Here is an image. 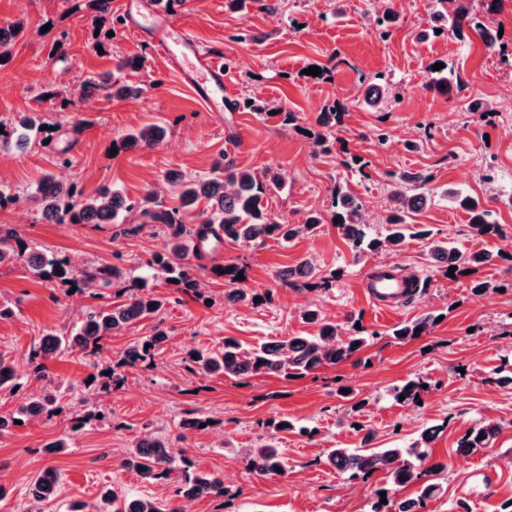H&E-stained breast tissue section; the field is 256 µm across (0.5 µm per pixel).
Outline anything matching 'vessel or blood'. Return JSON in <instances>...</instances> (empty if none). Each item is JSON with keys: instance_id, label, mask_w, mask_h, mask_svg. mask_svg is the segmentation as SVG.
<instances>
[{"instance_id": "obj_1", "label": "vessel or blood", "mask_w": 512, "mask_h": 512, "mask_svg": "<svg viewBox=\"0 0 512 512\" xmlns=\"http://www.w3.org/2000/svg\"><path fill=\"white\" fill-rule=\"evenodd\" d=\"M126 8L130 29L174 64L183 81L209 111H233V101L224 93L223 68L212 54L200 47L192 34L165 16L150 0H128ZM363 286L372 304L387 312L401 310L417 295L412 280L393 267L376 269ZM495 481L493 470L474 469L467 476L466 492L486 494Z\"/></svg>"}]
</instances>
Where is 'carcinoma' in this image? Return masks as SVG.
Returning <instances> with one entry per match:
<instances>
[{
    "instance_id": "carcinoma-1",
    "label": "carcinoma",
    "mask_w": 512,
    "mask_h": 512,
    "mask_svg": "<svg viewBox=\"0 0 512 512\" xmlns=\"http://www.w3.org/2000/svg\"><path fill=\"white\" fill-rule=\"evenodd\" d=\"M436 22L449 25L458 37L464 36V28L480 34L488 46H493L495 38L489 30L473 21V16L464 7H458L452 15L439 12L432 16ZM22 28L14 22L0 26V57L9 54L10 48ZM384 75L373 78L364 91V103L376 109L389 94L385 87ZM82 95L97 91L110 99H126L140 95L142 88L130 85L110 72L95 79H85L80 85ZM165 130L157 124H146L134 133L125 136L122 145L129 148L144 146L155 148L163 140ZM390 183V199L393 207L386 217V230L373 235L362 223V201L341 190L333 196V217L341 218L338 226L349 240L354 259L359 261L368 254L383 250L396 251L410 237L409 223L414 213L432 202V195L424 190L429 176H409L398 172L387 173ZM165 179L178 188L179 205L162 209L156 204L155 193L149 189L143 197L133 201L108 188H100L96 195L84 197L78 194L73 184L47 172L38 181L33 200L40 214L54 224H117L123 213L140 215L146 224H163L169 230L165 242V252L155 256L153 264L166 283L175 285L184 293H195L201 288L188 261L189 249L186 238L212 235L227 241L262 242L267 238L288 241L301 233L314 231L322 218L310 216L303 224H287L271 215L265 206L267 192L279 187L285 181L280 169H270L263 176L241 170L233 163L217 159L208 174L184 179L176 171L166 173ZM445 196L465 210L469 224L480 233H487L495 227L491 212L483 204L470 196L448 190ZM430 253L448 266L470 268L484 263L488 255L481 252L464 254L448 245L445 240H432ZM23 256L28 257L30 268L37 277L58 281L63 284L90 286L100 284L108 288L112 279L121 276V271L106 264L91 269L77 271L63 260L48 259L43 253L32 249L12 228L0 227V266L11 263ZM241 269L227 266L220 274L233 285L225 294V300L232 303H255V295L240 287L237 280ZM164 299L146 290V285H135L133 291L120 303L105 307H93L87 311L77 331L69 336L49 333L43 336L34 357H47L59 349L78 350L86 357L95 358L104 348L103 341L125 327L134 325L162 308ZM305 319L319 326L314 336H292L286 340L263 343L260 347L248 350L233 339H224L222 349L211 353L198 351L196 357L186 358V369L193 375L240 377L244 375H277L281 377H304L327 365H337L353 358L372 343L377 332H364V329L347 330L334 322H324L314 310L304 313ZM436 317L426 313L411 323H405L392 330L398 340L415 338L428 332ZM164 339L162 331L146 337L140 343L127 349L122 358L110 368L109 379L116 381L124 367H135L154 360L158 347ZM16 370L0 355V391H11L18 387L15 382ZM425 382L409 380L394 388L395 397H404L406 402H414L423 390ZM56 402V395L47 392L30 400L21 413L37 416L49 410ZM500 427L486 424L469 430L458 441L457 448L466 453H476L487 447L499 433ZM436 436V429L422 430L420 438L409 448H334L328 454L329 462L342 473L352 477L369 474L378 470L388 472V480L394 487H403L420 479L418 466L430 456V442ZM124 464L135 469L146 481L167 479L180 470L179 458L174 445L166 437L146 435L134 440L128 448ZM251 466L260 476H282L286 472L284 458L278 448L265 442L252 452ZM58 476L53 471H45L34 479L29 488L31 500L38 503L47 500L55 493ZM438 486L423 483L413 498L397 501L395 497H376L369 512H419L426 500L433 497ZM193 492L198 496H224V481L214 473L183 471L177 493L187 495ZM98 512H178L175 508L160 507L154 502L131 497L117 488L105 490L101 496Z\"/></svg>"
}]
</instances>
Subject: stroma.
<instances>
[{
  "instance_id": "1",
  "label": "stroma",
  "mask_w": 512,
  "mask_h": 512,
  "mask_svg": "<svg viewBox=\"0 0 512 512\" xmlns=\"http://www.w3.org/2000/svg\"><path fill=\"white\" fill-rule=\"evenodd\" d=\"M277 4L263 10L254 2L238 12L225 0L175 6L173 18L225 66L224 92L239 108L219 115L200 104L150 44L128 25L115 27L98 16L89 0H0V22L23 24L0 61V121L37 111L46 125L11 135L9 146L0 148V190L12 196L0 205V224L73 267L108 263L124 273L111 287L80 290L42 280L21 262L0 267V304L12 311L0 320V355L19 376L16 392L0 394V415H19L44 387L58 395L55 412L22 417L0 436V512H30L36 505L29 483L49 469L59 480L54 497L36 506L40 512H68L75 503L95 512L113 486L179 512H367L376 491L389 485L385 473H337L326 462L329 449L404 448L429 426L440 429L430 460L444 469L431 474L441 491L422 512H512V384L497 381L500 368H512V114L506 110L512 66L504 62L512 55V0H468L471 12L498 35L491 47L472 31L462 39L446 29L419 39L437 0H397L398 18L384 35L372 22L376 0ZM238 31L245 41H231ZM121 56L140 57V67L120 77L140 86L141 95L81 96L80 82L113 70ZM433 63L460 74L462 87L445 94L427 90ZM312 67L320 75H309ZM379 73L393 95L373 110L363 102L362 81ZM52 86L68 90L67 110L43 99ZM247 101L278 104L296 121L283 125L280 117L244 109ZM477 102L482 111H474ZM331 106L339 120L325 152L315 135ZM148 123L167 130L159 147H121L122 137ZM381 131L387 135L383 149L375 144ZM222 155L259 176L270 168L286 172L285 187L266 199L269 213L289 224L322 214L318 232L287 242H224L222 252L194 261L204 283L199 293L157 281L166 299L158 316L110 337L99 357L59 352L45 360L43 376L34 375L32 354L42 336L68 332L88 307L121 302L134 278L151 275L166 241L157 224L128 232L120 224L41 221L31 200L41 173L56 172L85 196L109 185L135 199L150 187L171 207L178 199L165 173L204 175ZM489 164L494 177L486 181ZM390 171L427 174L438 193L452 187L479 198L499 233L476 234L467 212L439 196L413 221L460 251L487 253L488 261L468 274L448 273L420 238L355 261L331 219L333 192L359 197L369 232H382ZM304 261L317 275L335 274L331 287L307 290L282 281L283 272ZM229 264L243 268L244 286L259 303L225 301L228 286L210 270ZM385 264L422 281L421 295L395 314L376 308L362 288L365 276ZM480 282L486 290L474 293ZM309 309L341 325L358 319L376 338L352 359L297 379L194 376L185 368L187 352L218 349L228 337L251 348L316 333L317 324L302 317ZM427 312L439 317L427 334L393 337V328ZM157 329L165 339L153 364L125 368L123 383L105 387L109 365ZM417 377L427 384L419 402L396 401L393 387ZM100 409L109 411V421L95 419ZM200 415L209 417V426L190 427ZM283 418L293 429L269 428V421ZM488 423L500 427L490 447L461 453L458 440ZM147 434L168 437L193 470L219 475L223 496L186 500L177 496L175 478L142 480L125 466L124 453ZM263 438L280 449L285 475L252 470L249 450ZM59 440L65 449L47 453L46 445ZM475 466L501 475L481 501L463 493Z\"/></svg>"
}]
</instances>
